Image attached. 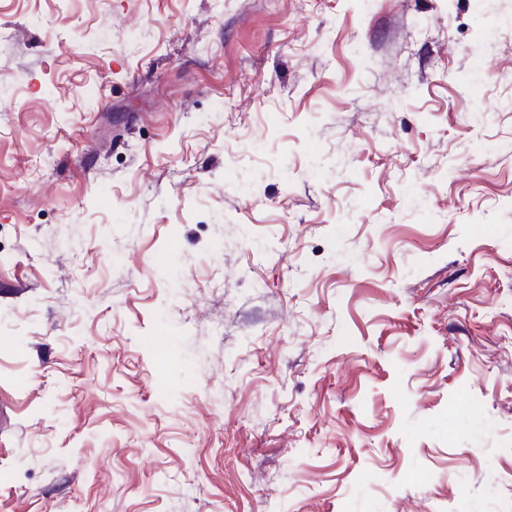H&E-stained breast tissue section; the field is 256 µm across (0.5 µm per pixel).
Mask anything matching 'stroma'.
Instances as JSON below:
<instances>
[{"instance_id": "1", "label": "stroma", "mask_w": 512, "mask_h": 512, "mask_svg": "<svg viewBox=\"0 0 512 512\" xmlns=\"http://www.w3.org/2000/svg\"><path fill=\"white\" fill-rule=\"evenodd\" d=\"M0 512H512V0H0Z\"/></svg>"}]
</instances>
